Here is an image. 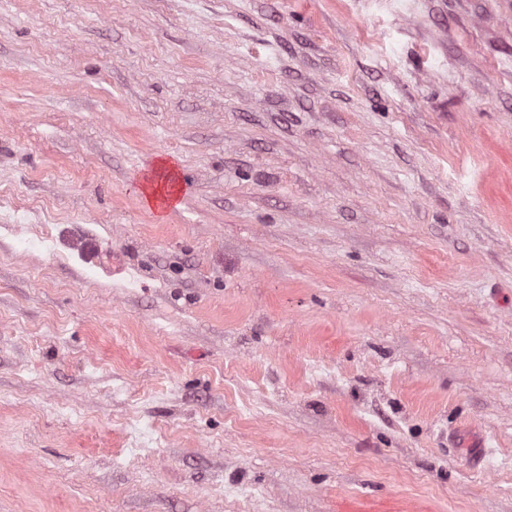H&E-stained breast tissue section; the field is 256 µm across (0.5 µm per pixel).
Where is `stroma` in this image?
I'll return each mask as SVG.
<instances>
[{
    "instance_id": "1",
    "label": "stroma",
    "mask_w": 512,
    "mask_h": 512,
    "mask_svg": "<svg viewBox=\"0 0 512 512\" xmlns=\"http://www.w3.org/2000/svg\"><path fill=\"white\" fill-rule=\"evenodd\" d=\"M0 512H512V0H0Z\"/></svg>"
}]
</instances>
